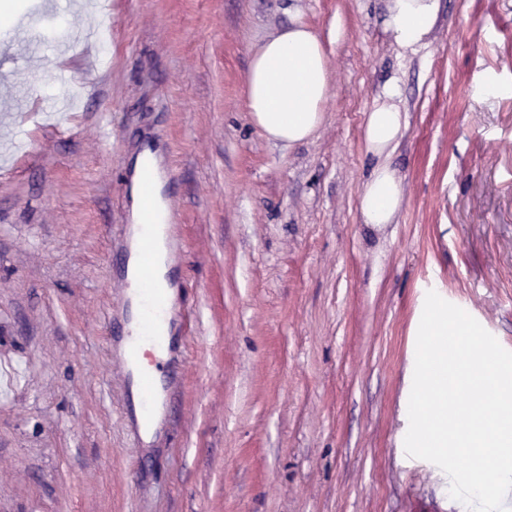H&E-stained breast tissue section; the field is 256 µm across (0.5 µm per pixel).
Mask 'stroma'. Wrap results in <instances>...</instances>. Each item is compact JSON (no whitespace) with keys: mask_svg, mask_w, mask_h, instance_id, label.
Segmentation results:
<instances>
[{"mask_svg":"<svg viewBox=\"0 0 512 512\" xmlns=\"http://www.w3.org/2000/svg\"><path fill=\"white\" fill-rule=\"evenodd\" d=\"M50 2L0 0L63 43L0 26V512H471L404 439L428 291L512 351V0H440L415 55L385 0H97L64 21ZM295 21L330 93L286 145L253 124L245 80ZM392 79L403 203L366 224L363 131ZM147 146L181 211L169 277L191 323L173 322L172 396L142 444L108 259L132 254L118 175Z\"/></svg>","mask_w":512,"mask_h":512,"instance_id":"1","label":"stroma"}]
</instances>
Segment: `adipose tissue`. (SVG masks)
<instances>
[{
    "label": "adipose tissue",
    "instance_id": "obj_1",
    "mask_svg": "<svg viewBox=\"0 0 512 512\" xmlns=\"http://www.w3.org/2000/svg\"><path fill=\"white\" fill-rule=\"evenodd\" d=\"M440 0H387L384 27L400 48H425L439 19ZM330 90L327 57L317 35L294 23L271 35L254 52L246 79L253 124L269 139L288 145L309 139L324 118ZM397 82L383 86L367 115L364 138L379 163L364 184L363 223L389 224L403 199L401 181L387 163L407 125Z\"/></svg>",
    "mask_w": 512,
    "mask_h": 512
}]
</instances>
